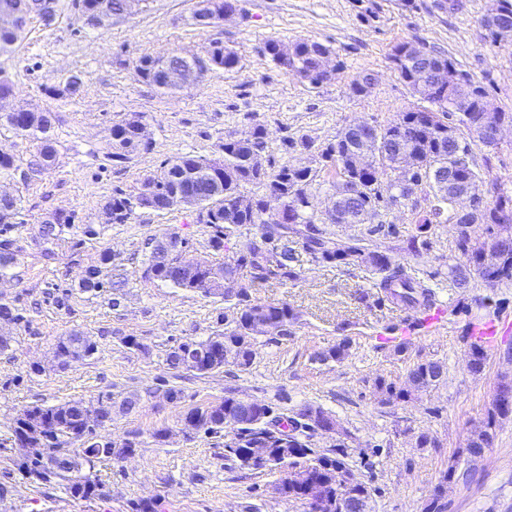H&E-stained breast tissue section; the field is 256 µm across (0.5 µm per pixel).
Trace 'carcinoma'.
I'll return each mask as SVG.
<instances>
[{"instance_id": "obj_1", "label": "carcinoma", "mask_w": 512, "mask_h": 512, "mask_svg": "<svg viewBox=\"0 0 512 512\" xmlns=\"http://www.w3.org/2000/svg\"><path fill=\"white\" fill-rule=\"evenodd\" d=\"M407 43L396 44L391 53L400 78L410 86L412 93L425 102L423 106H413L400 113L394 122L386 125H374L370 131L376 137L368 139L344 127L336 137L319 147L314 141L303 136L297 141H288L287 147L294 149L316 150L321 161L334 165L339 170L348 196L342 201V212L346 223L354 224L359 214L368 216V223L379 215L380 209L409 200L421 187L428 188L434 199L442 203L452 204L461 195L471 179H480V174L472 161V149L459 133V126L470 128L465 116L454 119L450 98L431 90L432 72L439 66L448 68V72L459 71L458 63L444 52L431 46L426 47V54L419 60L400 58L399 53ZM330 51V47L313 40L300 39L288 44V62L278 57L272 60L288 69L293 67L302 73V79L317 87L324 83L318 71V56ZM211 55V70L231 71L238 65L237 54L225 47L221 42L212 43L208 51ZM182 63L181 56L172 54L165 60L144 57L140 60L137 75L147 83L165 93H172L175 88L160 81L159 69L175 67ZM12 84L0 80V121L10 127L15 134L32 136L37 141V153L45 158L46 167L51 168L57 161L55 141L51 135L54 115L48 110L33 108L29 112L18 115L10 108ZM142 116L133 115L112 125V160L123 162L138 152L137 131ZM255 146L241 144L232 140V136L224 138V157L213 159L202 154L185 153L176 155L163 162L162 166L147 176L143 182L145 187L158 190V197L150 210L160 212L177 206L178 200L173 197L174 188L182 187L193 192L198 202L201 218L199 223L211 228L207 247L219 253L224 250V240L233 236L237 228L258 226L259 234L245 239L237 251L222 263L208 264L209 270L222 272L224 276L239 277L238 271L243 267L252 270L251 279L247 282L238 281L239 291L233 295H224L213 291L214 285H204L182 277L177 257L163 253L157 245L153 246L146 257V274L163 282H169L179 288L199 291L205 296H221L224 301L232 303L234 326L216 336L203 341H186L172 350L167 356V364L172 369H180L176 365L177 350L202 352L200 362L222 368L227 364L246 368L253 358L252 345L244 342V337L257 339L268 334V328L274 327L286 336L295 323L298 313L286 302L261 303L251 299V289L260 283L275 282L286 284L299 277L293 262L294 253L283 246H268L274 239H282V235L292 231L304 234L305 251L315 262L333 263L357 262L365 265L375 276L376 287L383 290L395 304L408 310L416 311L435 299V292L425 281L413 275L407 267L394 265L389 257L370 251L356 243L343 245L335 237L316 227V223L334 224L330 219L318 212L315 194L311 186L316 178V171L307 167L300 168L290 162L280 165L274 163L268 153L269 144L266 128L257 125L252 131ZM358 150L373 153L371 169L360 172L354 166L353 155ZM403 167L407 172L399 175L398 180L389 183L386 190L379 187L380 174L386 170ZM21 172L27 180L30 175L20 170L18 160L12 156H0V174L12 176ZM495 199L484 203L485 220L489 236L502 240L503 245L498 257V267L486 271L481 267L482 255L487 243L472 237L470 229L459 233L458 248L472 266L473 270L486 282L493 286L503 280H512V194L493 184ZM141 194L126 195L117 192L107 202L110 218L114 224L126 223L137 210L141 209ZM276 198L283 205L296 207L295 224H278L262 205L263 199ZM19 214L17 201L14 198L0 197V224L16 223ZM69 218L56 221L46 219L38 230L36 239L41 244H54L60 240ZM304 225L300 230L297 225ZM115 256L104 250L99 256V264L90 266L79 283L83 292H96L104 287V278L115 277L117 270ZM238 350L237 359L227 363L221 360L224 351ZM94 353V344L85 339L76 344L71 337L60 340L54 354L68 361H80ZM443 378V365L438 361L418 363L409 369L401 385L387 383L380 379L376 382L379 402L389 404L394 400H404L412 393L440 383ZM245 400L233 395L224 397V419H212L201 424L206 433H218L230 430L232 438L225 444L226 451L238 462L242 469L252 466L245 463L244 458L252 450H261L266 454V463L254 466V469L275 470L284 465L298 469L318 481L323 486L326 496L338 503L334 512H343L341 505L346 501H357L367 505L370 497L367 486L355 481L348 482L351 474L344 461L347 455L345 440L350 433L344 428L336 427V435L340 436L333 456H313L309 448L310 433L316 431L312 414L323 412V408L306 404L291 416L274 414L272 408L265 404L258 419H244L240 410ZM512 413V401L508 403L494 400V415L488 418L486 426L474 431L466 453L480 448L492 434L494 416H505ZM39 415L52 422V427L43 443L44 450L60 458V465L53 479L63 482L71 496H76L78 488L74 476L64 458L69 455L68 446L78 445L75 452L84 454L88 459V477L84 483L83 497L89 498L100 491L101 483L94 474L97 463L112 458H120L126 452H135L140 444V434L133 433L117 451L111 450V444L97 439L95 430L82 428L79 409L67 403L54 406H34L23 410L13 430L14 440L22 439L27 419ZM286 432L293 439L288 444L292 454L283 457L280 446L265 439L273 431ZM304 482L297 480L281 481V496L303 499Z\"/></svg>"}]
</instances>
